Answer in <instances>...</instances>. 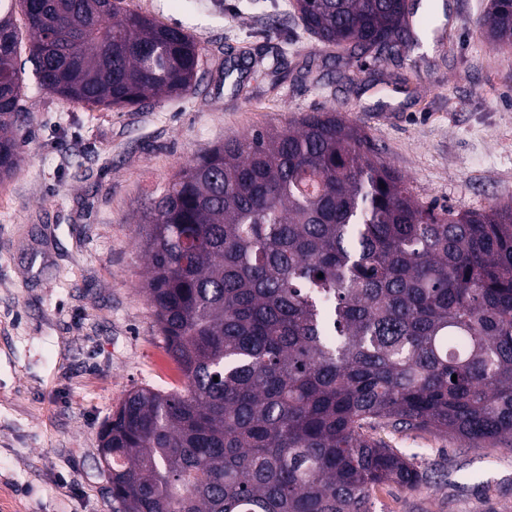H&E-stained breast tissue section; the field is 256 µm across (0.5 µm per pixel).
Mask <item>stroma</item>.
<instances>
[{
  "mask_svg": "<svg viewBox=\"0 0 512 512\" xmlns=\"http://www.w3.org/2000/svg\"><path fill=\"white\" fill-rule=\"evenodd\" d=\"M486 2L432 0L419 50L351 58L305 32L293 0H127L196 39L191 94L90 110L28 86L23 163L0 182V512H114L102 423L133 388L184 387L141 289L138 220L198 153L333 107L420 200L481 210L512 198V48L481 28ZM228 60L242 92L224 81ZM372 435L428 481L378 486L371 512H512V447Z\"/></svg>",
  "mask_w": 512,
  "mask_h": 512,
  "instance_id": "stroma-1",
  "label": "stroma"
}]
</instances>
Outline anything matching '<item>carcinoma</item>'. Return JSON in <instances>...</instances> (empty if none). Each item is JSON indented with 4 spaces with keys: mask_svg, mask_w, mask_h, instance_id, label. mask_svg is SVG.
<instances>
[{
    "mask_svg": "<svg viewBox=\"0 0 512 512\" xmlns=\"http://www.w3.org/2000/svg\"><path fill=\"white\" fill-rule=\"evenodd\" d=\"M294 9L351 56L417 45L405 0ZM479 24L512 48V0H487ZM25 33L38 87L69 104L195 87L192 35L124 0H0V181L23 160ZM139 235L142 289L185 387L133 389L102 426L115 512H370L375 487L424 480L378 427L512 446L511 199L427 205L323 109L189 161Z\"/></svg>",
    "mask_w": 512,
    "mask_h": 512,
    "instance_id": "carcinoma-1",
    "label": "carcinoma"
}]
</instances>
